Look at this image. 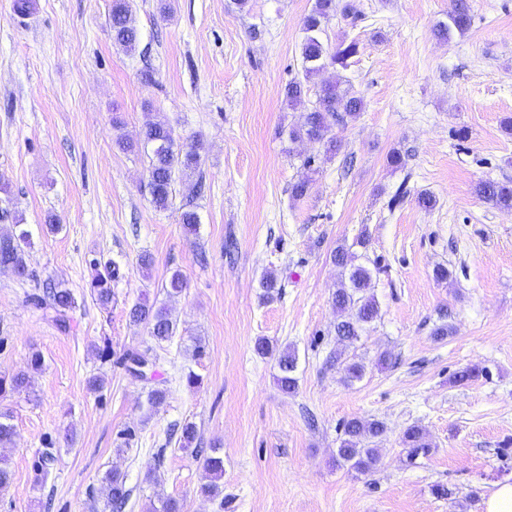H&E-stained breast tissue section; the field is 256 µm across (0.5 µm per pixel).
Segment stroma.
<instances>
[{"label":"stroma","mask_w":512,"mask_h":512,"mask_svg":"<svg viewBox=\"0 0 512 512\" xmlns=\"http://www.w3.org/2000/svg\"><path fill=\"white\" fill-rule=\"evenodd\" d=\"M18 2L0 0V200L15 213L0 232H28L31 277L0 269V373L29 371L31 389L0 397L16 429L0 448L14 473L0 512H92L111 468L127 477L126 512H146L159 493L183 512H484L494 486L512 483V210L474 187L512 182V0H464L472 24L446 41L435 27L453 0H355L364 20L335 18L325 38L357 40V54L293 106L284 92L303 76L314 0H132V52L112 42V0H28L25 11ZM324 80L366 104L335 126L345 147L331 158L288 138ZM153 119L198 141L202 159V192L176 181L165 210L151 202L144 150L116 143L138 140ZM395 151L403 167L390 165ZM308 175L309 192L293 198ZM403 183L436 206L409 197L389 208ZM188 204L200 217L194 238L180 224ZM362 235L380 316L350 349L364 372L348 382L334 360L343 275L331 254ZM107 261L120 277L104 309L88 283ZM439 265L447 282L434 278ZM176 270L187 287L169 297L162 286ZM266 273L281 286L271 299L259 287ZM48 282L77 299L69 331L27 300ZM144 297L176 318L171 341L155 344L130 323ZM443 325L447 336L435 338ZM261 337L296 351L295 393L279 388L275 360L256 354ZM148 347L168 389L152 413L145 383L115 362ZM35 352L43 366L33 372ZM467 367L479 378L454 382ZM190 371L200 387L187 386ZM94 374L105 377L98 393L87 389ZM353 417L387 426L365 475L336 461ZM187 422L224 456L222 499L199 494L200 461L169 436ZM412 425L431 445L413 465L402 445ZM48 438L58 453L39 483L34 461ZM437 484L453 497H436Z\"/></svg>","instance_id":"1"}]
</instances>
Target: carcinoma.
I'll list each match as a JSON object with an SVG mask.
<instances>
[{"mask_svg": "<svg viewBox=\"0 0 512 512\" xmlns=\"http://www.w3.org/2000/svg\"><path fill=\"white\" fill-rule=\"evenodd\" d=\"M356 25L364 17L355 3H339V0H315L310 13L304 18V38L301 42L300 56L304 81H291L285 91L288 105L302 99L304 82L319 76L329 66L347 67L348 59L358 53V43L341 41L329 48L322 39L325 25L336 15ZM112 41L114 44L133 50L139 41L138 31L132 18L131 0H112L110 13ZM471 26V16L461 0L448 12V22L436 28L439 38L447 40L453 32L464 33ZM365 102L360 96L341 83L325 82L321 84L317 99L309 112L305 113L301 124L289 128L288 136L293 142L308 140L317 142L324 153L333 157L340 152L342 139L334 133L336 122L345 117L355 119L364 111ZM143 147L151 151L148 170V189L152 202L158 208H164L169 202L176 177L190 178L200 166V155L192 143L180 141L174 130L162 121H150L141 133ZM477 196L498 207L512 209V185L505 182H480L475 187ZM29 235L19 233L0 234V268L11 270L14 275L26 280L30 271L26 261ZM332 262L348 271V283L336 289L333 305L345 313L344 319L336 322V342L344 348L353 345L360 338L365 326L375 321L379 315V305L372 292V274L369 268L354 264V255L344 247L337 248L331 255ZM119 278V267L112 262L104 263L103 269H95L90 288L92 295L102 307L112 303V281ZM29 300L36 305L49 304L56 313L58 329L70 327L68 312L75 307V298L71 289L57 286L47 291L43 297L33 293ZM132 322L148 327L151 337L159 342L170 340L177 333V323L169 309L164 306L138 302L129 309ZM256 352L263 357H275L280 376L278 384L285 392H293L297 387L295 371L297 357L294 351L285 348L278 351L265 339L257 341ZM336 362L340 363L349 382L362 377L363 365L356 361L342 359V353H336ZM29 377L25 373H16L10 377L0 376V394L10 391L21 393L28 389ZM12 415L8 411L0 412V446L13 442L15 437ZM385 433L384 423L378 420L366 421L357 418L343 424L344 439L338 448L339 462L357 473H367L374 469L379 461V448L368 439H378ZM198 434L195 425L186 423L181 427L180 449L190 452L202 461L209 481L200 487V493L206 497H216L221 493L220 480L224 476V458L219 449L206 450L197 444ZM402 444L409 462L430 452V444L422 429L413 425L405 430ZM58 449L51 439L44 441V448L38 453L34 470L44 478L49 473V465L55 461ZM104 512H125L131 496L127 487L126 475L117 469L105 473L100 488ZM148 512H181V504L172 497H157V502L149 505Z\"/></svg>", "mask_w": 512, "mask_h": 512, "instance_id": "obj_1", "label": "carcinoma"}]
</instances>
